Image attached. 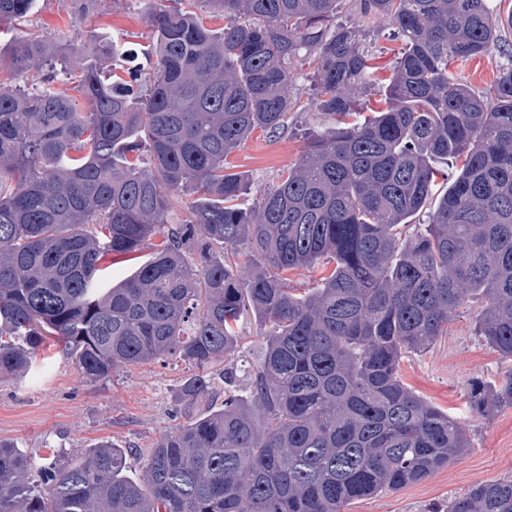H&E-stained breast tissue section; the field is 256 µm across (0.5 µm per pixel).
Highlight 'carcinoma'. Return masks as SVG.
<instances>
[{"label":"carcinoma","instance_id":"cac0c4a2","mask_svg":"<svg viewBox=\"0 0 512 512\" xmlns=\"http://www.w3.org/2000/svg\"><path fill=\"white\" fill-rule=\"evenodd\" d=\"M197 1L224 15L221 31L190 10ZM338 2L164 0L147 15L143 84L113 68L125 53L115 41L15 50L23 84L0 79V375L28 371L46 336L92 379L171 357L195 373L179 389L185 421L138 480L110 442L39 466L0 442V512H345L470 448L460 422L397 369L474 302L475 336L512 359V62L487 95L455 75L499 43L512 11L359 0L402 42L386 108L310 137L242 208L249 185L228 157L254 131L284 127L295 62L313 67L312 103L340 120L374 81V55L336 23ZM34 4L0 0V22ZM175 198L189 213L179 224L168 219ZM159 233L133 274L98 282L103 260ZM228 248L244 258L234 268ZM314 268L313 290L295 293L288 273ZM248 310L268 329L243 396L232 357ZM218 362L224 403L202 412ZM467 391L487 419L512 406V373ZM448 512H512V478L471 488Z\"/></svg>","mask_w":512,"mask_h":512}]
</instances>
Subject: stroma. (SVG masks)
Here are the masks:
<instances>
[{
	"label": "stroma",
	"mask_w": 512,
	"mask_h": 512,
	"mask_svg": "<svg viewBox=\"0 0 512 512\" xmlns=\"http://www.w3.org/2000/svg\"><path fill=\"white\" fill-rule=\"evenodd\" d=\"M147 7L146 0H104L86 14L82 0H36L23 20L0 22V61L10 62L17 42L27 38L63 48L92 35L124 43L127 53L120 65L129 71L143 70L147 61L142 50L153 39L144 19ZM336 20L361 26L378 58V81L359 88L356 99L361 111L380 109L389 66L401 43L392 38L387 20L363 18L358 0H343ZM509 48L511 29L503 32L498 50L460 66L461 78L474 90L489 92ZM295 73L299 105L289 113L285 129L273 136L254 132L230 157L235 172L250 183L244 206H255L261 191L294 166L308 134L336 124L334 116L310 103L309 67L299 66ZM475 316L472 308L455 316L431 348L406 355L399 368L407 387L466 425L469 450L425 481L354 502L347 512H430L475 485L512 476V407L479 421L469 412L465 385L470 378L496 383L512 370V361L475 337ZM191 373L183 361L169 359L119 368L108 378L93 379L66 355L56 337H45L31 372L0 377V441L17 445L37 462L49 457L81 460L100 443L110 442L125 449L128 475L141 477L150 449L180 422L178 390Z\"/></svg>",
	"instance_id": "35a3bbf8"
}]
</instances>
